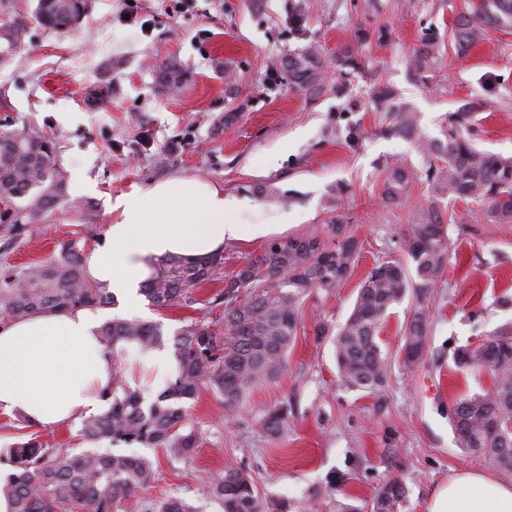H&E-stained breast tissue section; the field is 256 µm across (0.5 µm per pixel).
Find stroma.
I'll return each instance as SVG.
<instances>
[{"mask_svg":"<svg viewBox=\"0 0 512 512\" xmlns=\"http://www.w3.org/2000/svg\"><path fill=\"white\" fill-rule=\"evenodd\" d=\"M289 2L189 0L181 8L176 0H141L130 15L125 0H94L76 30L58 34L34 21L36 0H0V22L26 26L22 44L0 53V129L35 125L52 134L70 174V197L89 204L82 216L64 204L47 212L0 249V262L59 257L73 224L105 229L112 193L181 175L247 200L252 221L272 225L277 237L321 230L343 213L365 241L346 287L306 301L304 330L285 369L251 387L233 414L207 389L187 402L202 433L192 459L134 447L155 470L145 499L177 496L199 512H221L206 496V482L229 465L246 469L260 493L287 496L314 512L367 505L391 478L407 489L401 512H427L431 492L464 470L510 482L512 474L459 448L449 415L492 385L488 372L458 370L455 348L512 334V305L500 303L512 297V224L485 223L479 207L456 203L462 221L449 228L453 245L432 302L428 350L414 372L392 362L384 407L339 386L333 347L317 342L313 328L321 319L334 328L345 322L360 282L422 200L419 186L387 207L379 198L384 165L418 166L422 159L410 140L380 132L370 105L375 89L391 88L410 103L429 137L439 136L445 113L470 97L487 98L471 138L479 150L512 157V33L490 32L464 57L442 48L441 78L423 87L406 68L420 29L444 27L465 0H306L302 36L288 29ZM362 24L388 28L390 36L361 46L362 69L337 92L336 53L353 44ZM309 39L325 51L320 92L271 81L273 63ZM171 67L183 79L175 94L161 82ZM104 81L112 84L111 98L88 104L87 91ZM352 129L359 138L350 144ZM283 403L288 422L269 434L264 417Z\"/></svg>","mask_w":512,"mask_h":512,"instance_id":"1","label":"stroma"}]
</instances>
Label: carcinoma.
<instances>
[{
    "mask_svg": "<svg viewBox=\"0 0 512 512\" xmlns=\"http://www.w3.org/2000/svg\"><path fill=\"white\" fill-rule=\"evenodd\" d=\"M89 0H36L34 20L50 31H69L80 25ZM299 0L289 5L288 24L305 30ZM512 30V0H473L454 16L451 44L465 57L486 31ZM25 27L0 23V40L13 48L23 41ZM442 44L439 31H421L419 47L408 67L422 84L434 78ZM323 46L308 41L288 55L279 68L288 83L317 93L326 80ZM375 109L388 120L384 132L416 140L424 166L388 164L382 169L381 200L394 203L414 184H423L424 199L411 222L401 230L399 254L385 253L359 285L346 321L332 331L324 320L314 326L318 341L333 345L340 385L382 399L389 383L391 357L379 336L389 308L413 300L403 328L399 356L404 371L413 372L429 344L431 298L451 248L449 227L460 223L446 212L444 201L469 200L481 206L488 224H512V158L478 150L470 134L485 99L466 100L441 121L439 137L418 135L419 117L391 89L378 91ZM68 173L58 159L56 141L37 126L0 131V205L13 210L27 200L29 221L65 203L72 211L85 205L68 194ZM98 239L91 224H77L61 243L60 257L0 271V327L50 309L97 308L110 303L102 286L83 269L87 249ZM364 240L350 221L338 214L325 230L272 239L256 257L224 274V254L161 260L159 272L146 281L142 294L156 307L191 308L202 304L203 314L181 320L172 336L162 324L117 319L104 324L101 338L112 356L121 359L135 351L144 355L171 345L176 359L174 379L153 400L148 390L130 386L121 372L112 382V402L102 414L82 420L80 437L86 448L62 442L53 445L33 432L24 442L0 452V496L11 512H197L180 497H167L147 507L141 493L153 484L152 462L114 450L124 444L162 448L174 459H190L201 444L197 428L187 421L185 402L202 388L224 399L232 412L253 385L284 370L288 350L304 326L302 306L317 291L329 298L345 286L363 250ZM222 280L224 289L207 299L196 296L205 285ZM459 369L486 368L493 388L460 400L450 420L458 446L479 454L504 472H512V336L496 334L485 343L454 351ZM284 404L264 420L268 433L278 434L287 423ZM207 496L223 512H293L295 504L282 496L260 494L250 474L228 466L206 485ZM406 489L387 480L372 498L371 512H401Z\"/></svg>",
    "mask_w": 512,
    "mask_h": 512,
    "instance_id": "1",
    "label": "carcinoma"
}]
</instances>
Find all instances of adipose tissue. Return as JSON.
<instances>
[{"label": "adipose tissue", "mask_w": 512, "mask_h": 512, "mask_svg": "<svg viewBox=\"0 0 512 512\" xmlns=\"http://www.w3.org/2000/svg\"><path fill=\"white\" fill-rule=\"evenodd\" d=\"M248 207L192 176L109 197L111 221L86 253V271L116 307L48 310L0 327V413L63 428L107 410L100 392L111 389L115 364L97 336L102 324L141 311L140 288L161 259L203 257L266 236L270 225L243 219ZM428 512H512V482L461 472L431 494Z\"/></svg>", "instance_id": "ef3b65f1"}]
</instances>
